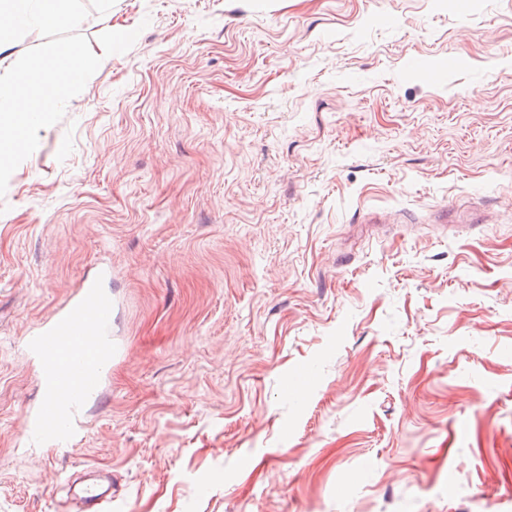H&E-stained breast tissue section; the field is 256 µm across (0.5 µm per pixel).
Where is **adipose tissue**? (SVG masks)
<instances>
[{
  "instance_id": "adipose-tissue-1",
  "label": "adipose tissue",
  "mask_w": 512,
  "mask_h": 512,
  "mask_svg": "<svg viewBox=\"0 0 512 512\" xmlns=\"http://www.w3.org/2000/svg\"><path fill=\"white\" fill-rule=\"evenodd\" d=\"M79 21L66 0H0V54L11 51V37L18 29L74 25Z\"/></svg>"
}]
</instances>
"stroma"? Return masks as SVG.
<instances>
[{
	"label": "stroma",
	"mask_w": 512,
	"mask_h": 512,
	"mask_svg": "<svg viewBox=\"0 0 512 512\" xmlns=\"http://www.w3.org/2000/svg\"><path fill=\"white\" fill-rule=\"evenodd\" d=\"M0 197V512H512V0H116ZM112 269L72 453L24 338ZM63 488L66 494L70 492L74 499L84 505L83 512H105L112 504V492L102 485L88 484L82 487L79 493H73L71 478L67 477Z\"/></svg>",
	"instance_id": "stroma-1"
}]
</instances>
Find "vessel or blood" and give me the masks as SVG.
<instances>
[{
    "label": "vessel or blood",
    "mask_w": 512,
    "mask_h": 512,
    "mask_svg": "<svg viewBox=\"0 0 512 512\" xmlns=\"http://www.w3.org/2000/svg\"><path fill=\"white\" fill-rule=\"evenodd\" d=\"M112 300L101 278L83 281L66 307L34 327L25 338L29 356L40 367L42 399L22 433L54 448L77 447L84 430L81 411L102 394L112 362ZM83 512H107L109 488L82 487L76 495Z\"/></svg>",
    "instance_id": "1"
}]
</instances>
